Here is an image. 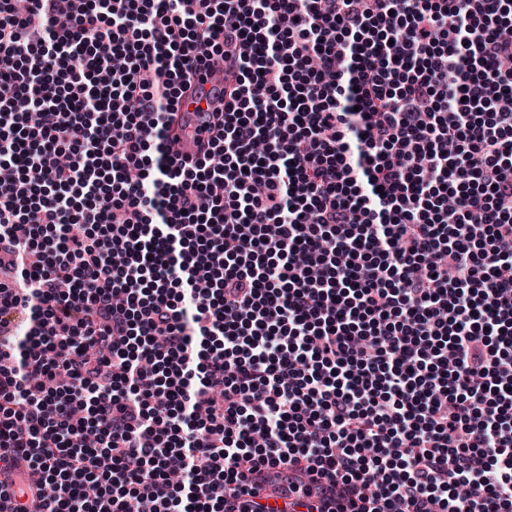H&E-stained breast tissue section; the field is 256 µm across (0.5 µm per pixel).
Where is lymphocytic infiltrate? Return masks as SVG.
Here are the masks:
<instances>
[{
	"label": "lymphocytic infiltrate",
	"instance_id": "obj_1",
	"mask_svg": "<svg viewBox=\"0 0 512 512\" xmlns=\"http://www.w3.org/2000/svg\"><path fill=\"white\" fill-rule=\"evenodd\" d=\"M511 58L512 0H0L9 512H512ZM198 105L194 102V97L190 93H186L181 100L180 104L176 106L175 110V124L173 126L172 138L177 137L176 140L170 141V148L173 155L180 158L197 154V148L193 145L190 137H187L182 130V113L181 112H194Z\"/></svg>",
	"mask_w": 512,
	"mask_h": 512
}]
</instances>
